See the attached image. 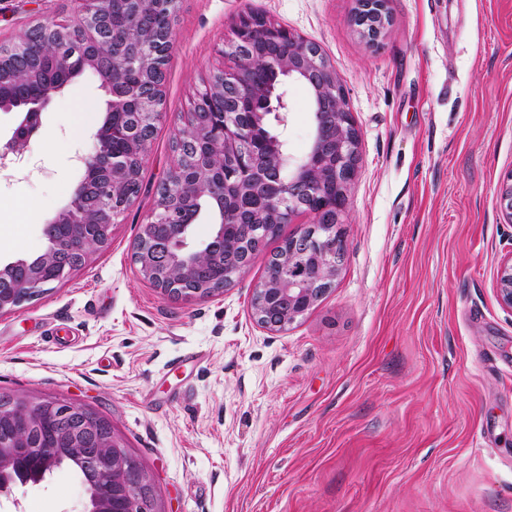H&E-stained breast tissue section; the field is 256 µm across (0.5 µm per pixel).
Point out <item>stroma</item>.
Here are the masks:
<instances>
[{"label":"stroma","mask_w":512,"mask_h":512,"mask_svg":"<svg viewBox=\"0 0 512 512\" xmlns=\"http://www.w3.org/2000/svg\"><path fill=\"white\" fill-rule=\"evenodd\" d=\"M355 6L181 0L139 197L106 247L0 313V395L105 417L151 474L160 512H512V310L497 295L512 258L497 198L512 175V0H388L376 46L352 25ZM249 10L321 49L359 132L345 260L278 332L251 297L307 213L202 300L164 296L134 260L175 133ZM70 14L69 0H0V40ZM285 93L299 158L310 93ZM107 102L85 71L42 113L26 152L36 171L0 170L1 263L44 250ZM84 505L67 466L0 498V512Z\"/></svg>","instance_id":"1"}]
</instances>
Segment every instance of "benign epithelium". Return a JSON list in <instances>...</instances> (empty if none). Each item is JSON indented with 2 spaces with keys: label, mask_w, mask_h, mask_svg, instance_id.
Masks as SVG:
<instances>
[{
  "label": "benign epithelium",
  "mask_w": 512,
  "mask_h": 512,
  "mask_svg": "<svg viewBox=\"0 0 512 512\" xmlns=\"http://www.w3.org/2000/svg\"><path fill=\"white\" fill-rule=\"evenodd\" d=\"M388 0H357L353 17L360 33L378 39L389 25ZM74 15L66 22L39 23L3 43L0 58L20 72L28 70L32 31L53 42V67L71 71L74 55L69 27L76 26L83 47L79 67L94 71L111 96L107 118L95 135L97 145L81 161L85 177L68 205L44 225L46 247L34 258L0 264V312L13 311L24 301L63 282L88 254L107 245L112 224L139 194V172L151 133L163 116L156 84L174 41L179 0H73ZM123 12L139 29L136 38L114 37L112 15ZM222 54L232 65L212 73L175 138L177 160L157 189L156 207L142 226L136 260L144 278L164 294L185 300L205 299L230 284L251 261L241 252L224 273L203 283L197 274L216 267L227 254L224 240L225 177L235 179L237 199L262 198V208L236 219L247 225L252 244L261 243L271 224H288L300 211L311 224L291 237L272 257L263 281L254 289L252 311L269 331H280L304 315L328 292L342 266L346 237L341 216L349 200L358 161L359 134L336 73L319 48L250 12L240 15L225 40ZM129 63L140 81L115 87L106 78L107 63ZM260 72L282 75L275 87L257 81ZM307 85L314 112L313 138L300 160L286 141L270 129L288 124V101L281 86ZM58 90L50 87L32 99L0 90V111H16L21 119L0 150L5 160L22 154L41 126V112ZM121 136L126 151H112L113 136ZM207 195L215 204L211 236L193 238L198 212L187 207L190 196ZM314 262L307 276L285 278V264ZM501 303L512 309V259L497 273ZM71 451L69 463L84 477L83 512H160L152 477L125 448L110 423L77 403L58 399L26 401L0 396V496L11 492L15 473L42 478L63 465L57 447Z\"/></svg>",
  "instance_id": "1"
}]
</instances>
